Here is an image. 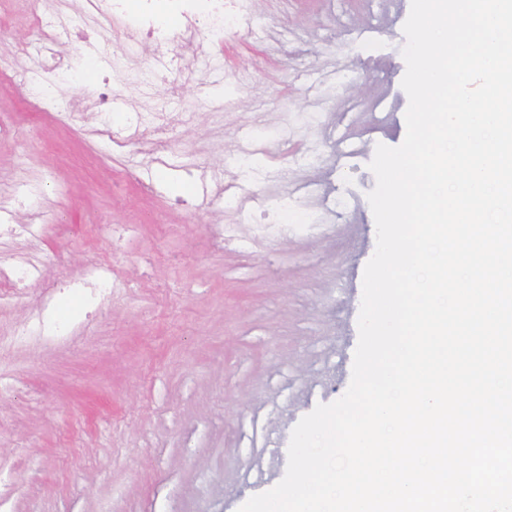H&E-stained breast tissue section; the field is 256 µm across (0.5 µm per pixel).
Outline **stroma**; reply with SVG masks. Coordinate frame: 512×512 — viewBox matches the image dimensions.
Instances as JSON below:
<instances>
[{
    "mask_svg": "<svg viewBox=\"0 0 512 512\" xmlns=\"http://www.w3.org/2000/svg\"><path fill=\"white\" fill-rule=\"evenodd\" d=\"M138 3L102 23L89 0H0V185L43 186L0 222L39 210L48 225L0 248H36L47 282L96 257L124 283L100 308L62 291L74 335L0 356V512H238L282 480L300 419L351 381L376 248L369 164L406 135L411 0H243L237 30L189 49L132 29ZM60 19L56 50L80 54L88 87L43 64L38 26ZM30 77L55 100L32 101ZM155 112L181 116L160 163L123 144ZM247 145L271 174L255 186L234 161ZM304 185L302 206L337 218L265 238ZM225 224L252 247L210 244Z\"/></svg>",
    "mask_w": 512,
    "mask_h": 512,
    "instance_id": "obj_1",
    "label": "stroma"
}]
</instances>
